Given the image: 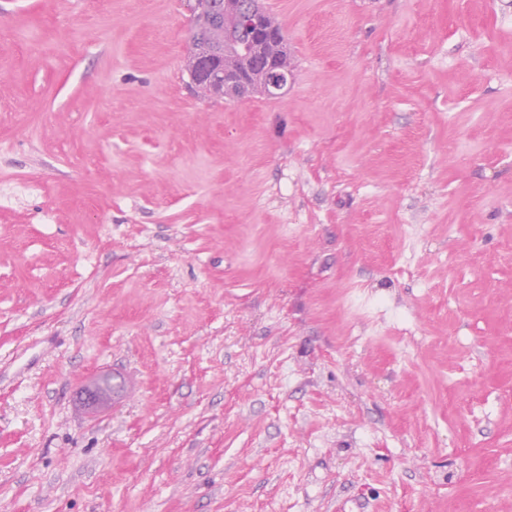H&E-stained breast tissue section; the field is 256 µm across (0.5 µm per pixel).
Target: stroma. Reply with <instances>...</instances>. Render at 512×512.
<instances>
[{
    "label": "stroma",
    "instance_id": "1",
    "mask_svg": "<svg viewBox=\"0 0 512 512\" xmlns=\"http://www.w3.org/2000/svg\"><path fill=\"white\" fill-rule=\"evenodd\" d=\"M265 6L0 0V512H512V0ZM224 1L213 0L214 3L209 6L210 12L215 9L218 11L220 19L217 21L213 19L205 25L199 26L197 42L200 46L202 43L224 42V39L227 38L233 51L224 55V49L228 50L227 46L215 44L199 48L191 66L193 83L204 84L212 94L229 100L247 97L255 88L256 83L261 84L267 94L279 95L288 84V78L272 59L264 61L263 65L254 72L246 74L240 70L247 71L255 65L249 55L245 57V53L240 52L241 46H248L252 41V32L258 34V38L254 39L249 45L250 49L245 48V51L251 54V57L260 55L262 51L264 41L261 35L265 14L263 1L236 0L232 5L235 23L250 31L238 29L235 26L231 14L225 10ZM220 57H224V66L218 63ZM224 67L239 69L231 70ZM261 91H263L262 88ZM267 94L265 95L267 96Z\"/></svg>",
    "mask_w": 512,
    "mask_h": 512
}]
</instances>
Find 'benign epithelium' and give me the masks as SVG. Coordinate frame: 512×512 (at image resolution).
<instances>
[{"mask_svg": "<svg viewBox=\"0 0 512 512\" xmlns=\"http://www.w3.org/2000/svg\"><path fill=\"white\" fill-rule=\"evenodd\" d=\"M265 8L263 0H236L233 4L235 23L259 35L252 41L247 53L256 56L261 53ZM224 56V46L209 44L198 49L191 66L192 79L195 84L207 86L211 93L229 100H239L247 97L256 84L266 90L271 96H277L288 84V78L283 74L273 60H266L263 65L253 72L244 73L239 69H227L218 63Z\"/></svg>", "mask_w": 512, "mask_h": 512, "instance_id": "7a95c632", "label": "benign epithelium"}]
</instances>
